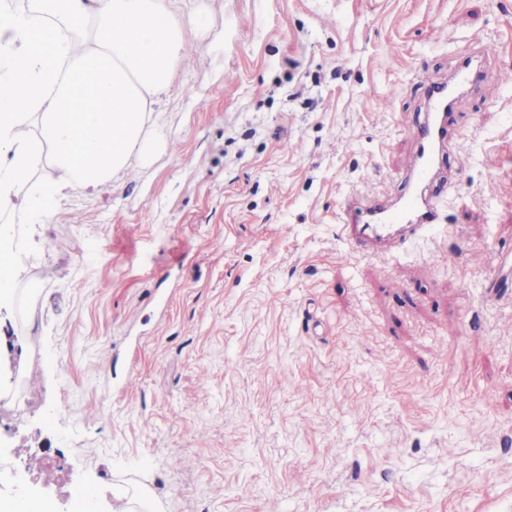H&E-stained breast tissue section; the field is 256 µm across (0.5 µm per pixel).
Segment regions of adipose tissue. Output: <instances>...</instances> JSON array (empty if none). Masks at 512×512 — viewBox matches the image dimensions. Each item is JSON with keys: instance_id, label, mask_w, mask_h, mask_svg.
I'll list each match as a JSON object with an SVG mask.
<instances>
[{"instance_id": "obj_1", "label": "adipose tissue", "mask_w": 512, "mask_h": 512, "mask_svg": "<svg viewBox=\"0 0 512 512\" xmlns=\"http://www.w3.org/2000/svg\"><path fill=\"white\" fill-rule=\"evenodd\" d=\"M167 0H0V272L25 202L49 223L72 189L96 193L149 157L153 96L170 90L187 33Z\"/></svg>"}]
</instances>
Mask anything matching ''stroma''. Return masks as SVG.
Segmentation results:
<instances>
[{"instance_id":"1","label":"stroma","mask_w":512,"mask_h":512,"mask_svg":"<svg viewBox=\"0 0 512 512\" xmlns=\"http://www.w3.org/2000/svg\"><path fill=\"white\" fill-rule=\"evenodd\" d=\"M170 6L209 26L167 148L12 217L36 290L0 309L27 401L0 463L51 512L75 485L93 512H512V0ZM477 40L440 228L350 253L342 206L404 193L424 83Z\"/></svg>"}]
</instances>
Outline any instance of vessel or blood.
<instances>
[{"instance_id": "b4317fda", "label": "vessel or blood", "mask_w": 512, "mask_h": 512, "mask_svg": "<svg viewBox=\"0 0 512 512\" xmlns=\"http://www.w3.org/2000/svg\"><path fill=\"white\" fill-rule=\"evenodd\" d=\"M478 74L477 66L468 60L460 69L459 81L431 86L427 118L410 129L417 145L410 165L412 190L390 206L345 208L339 216V228L351 251L391 254L438 224V210L427 189L435 184L447 154L449 128L464 109L463 86L476 81Z\"/></svg>"}]
</instances>
